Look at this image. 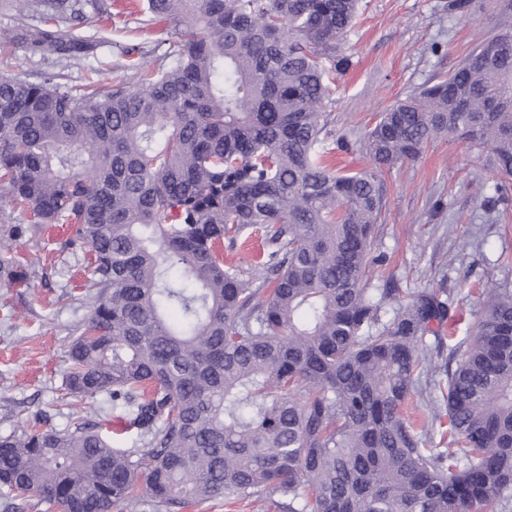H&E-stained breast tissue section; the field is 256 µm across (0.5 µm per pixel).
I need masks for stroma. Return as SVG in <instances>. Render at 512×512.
Instances as JSON below:
<instances>
[{
    "instance_id": "35a3bbf8",
    "label": "stroma",
    "mask_w": 512,
    "mask_h": 512,
    "mask_svg": "<svg viewBox=\"0 0 512 512\" xmlns=\"http://www.w3.org/2000/svg\"><path fill=\"white\" fill-rule=\"evenodd\" d=\"M101 10L86 8L83 19H59L61 28L99 41L97 52L65 60L51 52L30 54L0 48V74L33 83L45 76L70 85L96 77L104 90L131 86L138 77L129 59L159 65L173 39V26L148 20L143 0H100ZM447 0H365V7L339 47L351 66L337 75L330 107L337 132L371 124L376 113L398 98L450 73L476 43L497 32L512 0H475L463 16L449 15ZM498 176L488 148L437 139L418 159L383 170L385 207L378 226L377 253L382 278L396 281L403 293L434 289L454 299L458 337H465L480 312L478 297L486 283L512 289V211L490 218L484 199ZM66 225L49 224L37 236L14 238L20 256L43 255L25 288L0 287V435L21 431L34 420L59 431L76 421L97 423L101 416L86 404H66L64 351L89 308L79 287L82 249L69 246ZM436 367L432 381L421 383L407 414L432 424L431 445L443 447L448 417L438 389L445 381L448 353L430 348Z\"/></svg>"
}]
</instances>
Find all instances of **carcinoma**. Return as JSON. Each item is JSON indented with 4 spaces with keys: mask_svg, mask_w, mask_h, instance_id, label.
Segmentation results:
<instances>
[{
    "mask_svg": "<svg viewBox=\"0 0 512 512\" xmlns=\"http://www.w3.org/2000/svg\"><path fill=\"white\" fill-rule=\"evenodd\" d=\"M361 0H146L173 24L167 64L102 94L0 76V285L29 279L10 241L69 224L87 247L90 313L67 346L65 386L122 407L147 450L102 426L0 436V487L57 512H180L218 498L288 512H483L512 505V290L486 288L456 339L440 293L373 288L384 206L378 173L439 137L490 149L488 213L512 200V24L458 67L329 128L331 74ZM83 18V0H55ZM0 40L64 59L98 43L52 24ZM370 167L344 173L331 154ZM256 262H224L246 230ZM393 304L387 317L386 304ZM448 343V447L405 407Z\"/></svg>",
    "mask_w": 512,
    "mask_h": 512,
    "instance_id": "1",
    "label": "carcinoma"
}]
</instances>
